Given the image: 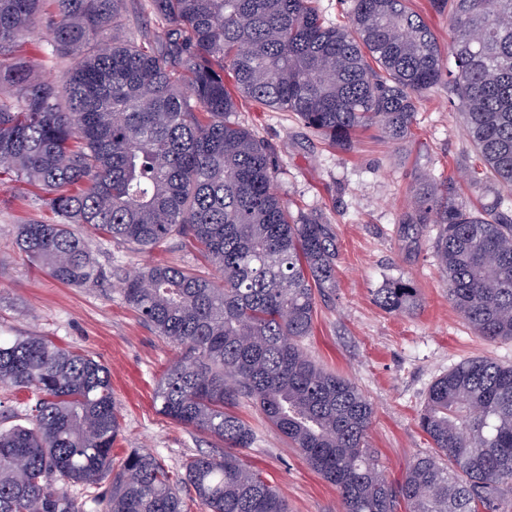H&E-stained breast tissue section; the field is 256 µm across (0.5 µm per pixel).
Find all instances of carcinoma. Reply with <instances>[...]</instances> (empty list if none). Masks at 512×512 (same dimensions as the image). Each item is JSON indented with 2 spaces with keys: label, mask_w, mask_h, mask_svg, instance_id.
Listing matches in <instances>:
<instances>
[{
  "label": "carcinoma",
  "mask_w": 512,
  "mask_h": 512,
  "mask_svg": "<svg viewBox=\"0 0 512 512\" xmlns=\"http://www.w3.org/2000/svg\"><path fill=\"white\" fill-rule=\"evenodd\" d=\"M124 0H0V170L37 184L57 224H22L18 248L75 286L103 271L82 238L150 250L192 239L220 279L166 264L118 278L125 303L181 350L155 392L157 411L224 442L167 469L152 454L112 456L119 414L107 367L41 336H0V390L25 393L26 423L0 429V512H289L244 463L255 404L309 466L336 486L342 512H512V365L472 359L437 378L419 424L433 452L389 484L365 437L371 403L304 352L317 299L336 288L337 235L293 215L273 187L275 152L226 119L237 96L293 112L341 149L375 128L413 135L419 101L439 86L457 104L479 165L470 184L512 194V0H430L448 11L443 50L410 0H351L328 24L316 0H149L164 42L117 41ZM36 27L79 61L37 80L18 55ZM452 56L454 67L446 66ZM229 70L234 88L224 82ZM410 224H438L448 302L486 341L512 339V212L478 209L428 182ZM380 307L403 313L417 289L394 280Z\"/></svg>",
  "instance_id": "cac0c4a2"
}]
</instances>
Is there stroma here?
<instances>
[{
    "mask_svg": "<svg viewBox=\"0 0 512 512\" xmlns=\"http://www.w3.org/2000/svg\"><path fill=\"white\" fill-rule=\"evenodd\" d=\"M23 54L39 79L60 78L76 61L72 54H52L40 35L29 38ZM231 119L276 147L274 189L289 209L321 215L336 229V286L319 300L303 347L310 359L351 379L372 402L366 443L387 480L401 483L413 461L431 451L418 416L435 379L468 359L512 365V340L476 336L449 303L435 257L438 226L413 234L402 222L408 202L428 178L456 181L470 203L485 199L466 183L476 157L457 109L447 88L439 87L421 102L412 138L390 141L371 128L358 131L347 150L306 129L293 113L252 100H240ZM56 220L37 186L0 176V335L42 336L109 368L122 425L115 453L145 450L175 471L189 456L222 451V442L157 412L154 388L179 351L127 307L118 285L119 276L156 263L212 275L197 246L173 237L143 253L76 224L73 232L106 276L70 286L15 245L18 225ZM398 279L411 281L418 292L413 313L390 314L376 302L377 290ZM237 412L256 433L242 458L283 493L290 512H341L336 488L252 404L241 402Z\"/></svg>",
    "mask_w": 512,
    "mask_h": 512,
    "instance_id": "35a3bbf8",
    "label": "stroma"
}]
</instances>
